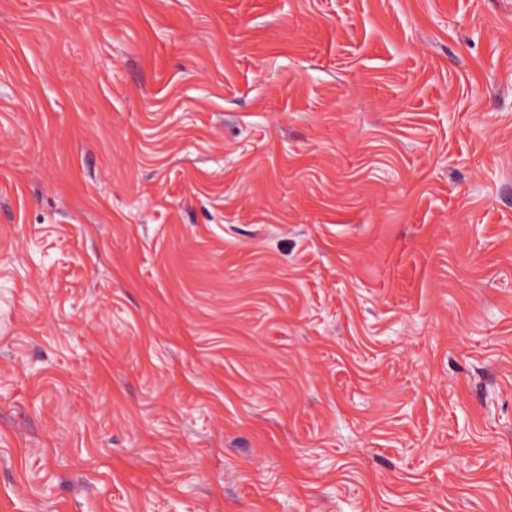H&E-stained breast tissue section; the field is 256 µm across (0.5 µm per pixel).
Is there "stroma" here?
Masks as SVG:
<instances>
[{"mask_svg":"<svg viewBox=\"0 0 512 512\" xmlns=\"http://www.w3.org/2000/svg\"><path fill=\"white\" fill-rule=\"evenodd\" d=\"M0 512H512V0H0Z\"/></svg>","mask_w":512,"mask_h":512,"instance_id":"obj_1","label":"stroma"}]
</instances>
